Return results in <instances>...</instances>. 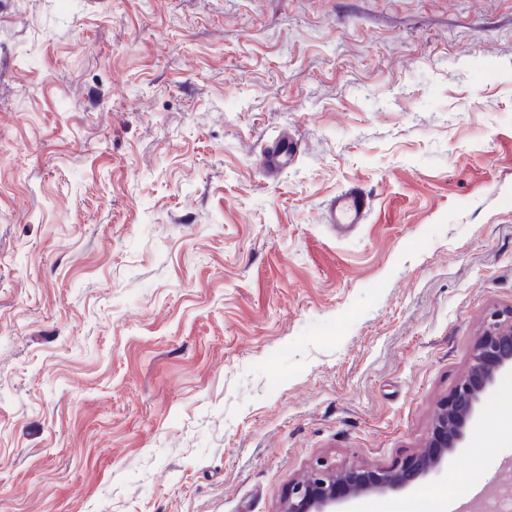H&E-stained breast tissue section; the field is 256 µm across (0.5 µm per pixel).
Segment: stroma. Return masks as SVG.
Segmentation results:
<instances>
[{"mask_svg":"<svg viewBox=\"0 0 512 512\" xmlns=\"http://www.w3.org/2000/svg\"><path fill=\"white\" fill-rule=\"evenodd\" d=\"M509 310L512 0H0V512L396 467ZM501 391L396 498L507 479ZM298 140L281 136L270 144L260 155V164L267 177H278L286 163V157L292 156L299 150ZM287 146L288 149L283 147ZM369 196L361 187L352 186L332 198L327 207V224L349 227L362 224L369 209Z\"/></svg>","mask_w":512,"mask_h":512,"instance_id":"obj_1","label":"stroma"}]
</instances>
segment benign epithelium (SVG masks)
Returning a JSON list of instances; mask_svg holds the SVG:
<instances>
[{
  "label": "benign epithelium",
  "instance_id": "7a95c632",
  "mask_svg": "<svg viewBox=\"0 0 512 512\" xmlns=\"http://www.w3.org/2000/svg\"><path fill=\"white\" fill-rule=\"evenodd\" d=\"M509 369L512 370V312L490 317L472 348L466 372L438 404L425 452L391 469L319 464L305 480L289 488L282 512H331L338 485L348 493H387L416 483L436 470L444 455L457 447L482 394L502 371Z\"/></svg>",
  "mask_w": 512,
  "mask_h": 512
}]
</instances>
